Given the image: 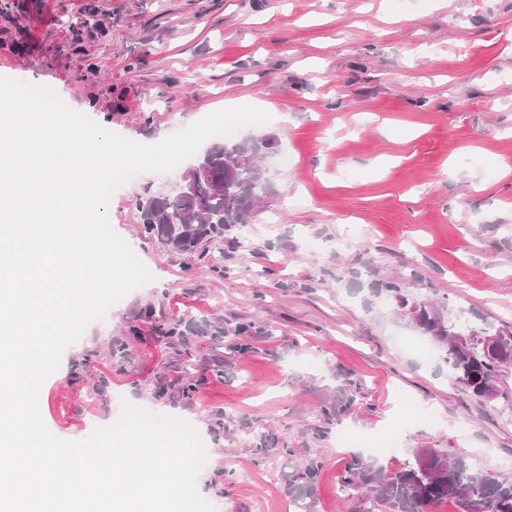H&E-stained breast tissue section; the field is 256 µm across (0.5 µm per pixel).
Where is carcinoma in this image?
<instances>
[{"label":"carcinoma","mask_w":512,"mask_h":512,"mask_svg":"<svg viewBox=\"0 0 512 512\" xmlns=\"http://www.w3.org/2000/svg\"><path fill=\"white\" fill-rule=\"evenodd\" d=\"M268 150L266 139L212 147L209 177L193 192L136 202L140 235L192 254L231 228L249 223L261 204L259 159ZM408 304L418 309L413 323L438 346L458 383L466 387L472 382L487 396L512 400V332L478 326L461 313L446 319L427 302L403 300ZM156 332L188 363L195 337L206 330H194L178 319L160 324ZM485 336L498 338L496 351L486 349L481 341ZM278 444L277 434L263 431L254 437L252 451L267 456ZM316 475L312 463L292 474V501L313 492ZM341 486L362 493V499L373 502L379 512H430L442 501L455 503L459 512H512V479L494 472L474 476L464 459L450 458L438 448L415 449L413 460L396 471L385 469L372 456L356 455L343 468Z\"/></svg>","instance_id":"obj_1"}]
</instances>
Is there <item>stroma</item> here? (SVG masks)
I'll use <instances>...</instances> for the list:
<instances>
[{
	"label": "stroma",
	"mask_w": 512,
	"mask_h": 512,
	"mask_svg": "<svg viewBox=\"0 0 512 512\" xmlns=\"http://www.w3.org/2000/svg\"><path fill=\"white\" fill-rule=\"evenodd\" d=\"M8 3L0 72L51 87L103 128L154 144L233 101L271 116L238 139L277 142L263 160L264 206L219 251L184 254L137 231L136 197L177 192L183 167L114 191L110 225L151 279L92 323L43 383L51 433L84 440L126 401L184 419L204 443L197 485L216 512H282L291 475L313 460L304 512H362L340 486L354 454L338 444L343 429L380 437L404 426L399 457L383 460L392 469L438 448L471 472L503 471L512 403L471 396L442 357L423 359L398 336L414 331L404 297L512 328V0ZM90 13L97 24L74 48L72 29ZM171 319L224 328L197 337L194 373L206 383L187 401L172 382L181 359L153 330ZM242 323L250 331L235 336ZM117 338L131 353L120 365L107 350ZM403 394L436 423L413 422ZM328 409L336 420L323 435ZM267 430L284 454H254Z\"/></svg>",
	"instance_id": "obj_1"
}]
</instances>
